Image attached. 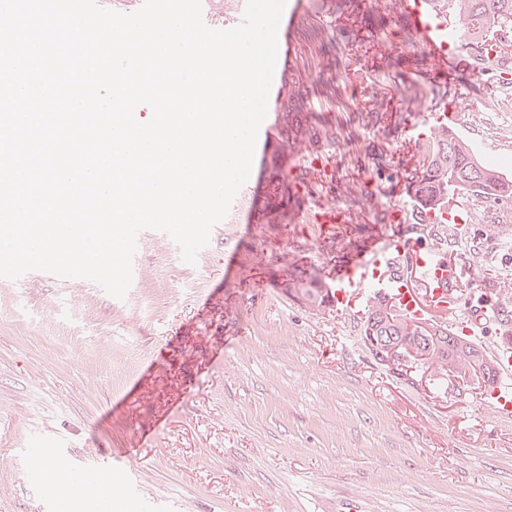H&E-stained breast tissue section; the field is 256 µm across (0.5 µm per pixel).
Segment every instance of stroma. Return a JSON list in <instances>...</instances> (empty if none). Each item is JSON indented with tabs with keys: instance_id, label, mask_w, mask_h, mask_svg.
Here are the masks:
<instances>
[{
	"instance_id": "obj_1",
	"label": "stroma",
	"mask_w": 512,
	"mask_h": 512,
	"mask_svg": "<svg viewBox=\"0 0 512 512\" xmlns=\"http://www.w3.org/2000/svg\"><path fill=\"white\" fill-rule=\"evenodd\" d=\"M299 15L292 53L260 127L272 138L289 91L337 140L300 136L282 165L287 218L266 224L268 153L215 225L195 264L167 233L137 238L125 299L81 278L31 271L0 278V512H72L43 468L119 484L92 512H326L344 496L364 512H512V422L494 421L480 390L457 393L437 371L396 377L345 310L315 314L285 292L289 263L336 268L324 240L345 210L343 184L368 191L362 223L393 219L411 199L422 133L442 89L450 127L512 173V83L477 70L430 78V64L389 0H286ZM381 101L389 118L355 125ZM479 214L465 236L433 245L442 259L484 265L458 289L512 279V203L466 195Z\"/></svg>"
}]
</instances>
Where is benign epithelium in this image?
Listing matches in <instances>:
<instances>
[{
    "label": "benign epithelium",
    "mask_w": 512,
    "mask_h": 512,
    "mask_svg": "<svg viewBox=\"0 0 512 512\" xmlns=\"http://www.w3.org/2000/svg\"><path fill=\"white\" fill-rule=\"evenodd\" d=\"M290 296L300 301L315 314H327L335 307L334 296L318 301L296 290ZM365 343L376 358L396 373L408 377L417 367L436 359L448 379L461 382L473 374L489 373L496 369L495 361L486 357L477 347L459 336L444 338L427 321L418 323L417 336L410 341L402 336H367Z\"/></svg>",
    "instance_id": "obj_1"
}]
</instances>
